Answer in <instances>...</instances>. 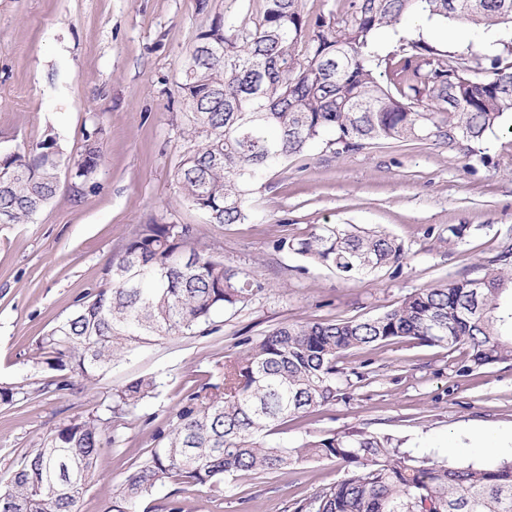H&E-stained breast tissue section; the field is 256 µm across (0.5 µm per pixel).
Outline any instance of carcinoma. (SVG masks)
Instances as JSON below:
<instances>
[{
	"label": "carcinoma",
	"mask_w": 512,
	"mask_h": 512,
	"mask_svg": "<svg viewBox=\"0 0 512 512\" xmlns=\"http://www.w3.org/2000/svg\"><path fill=\"white\" fill-rule=\"evenodd\" d=\"M512 29V0H349L346 14L310 18L302 0H264L248 28L229 15L199 37L181 89L201 145L176 173L183 199L216 224L248 219L252 187L269 171L323 144L335 154L380 141L431 140L485 158L482 144L512 114V61L461 54L423 40L380 56L377 35L411 16ZM392 73L383 85L380 69ZM440 112L437 119L431 110ZM101 160L92 135L75 161L82 195ZM60 151L46 138L28 152L0 154V216L28 220L58 190ZM308 261L346 278L398 265L396 240L351 224L281 239ZM105 282L37 341L48 385L95 381L134 344L206 333L213 317L261 289L199 245L191 224H142L110 262ZM421 288L371 319L282 324L224 362L222 385L186 397L125 477L115 512H136L164 483L220 499L224 480L336 460L344 477L291 504L292 512H512V460L450 466L401 450L389 436L332 433L297 447L268 436L345 398L342 359L398 339L469 349V370L512 362V268ZM140 376L114 390L101 411L58 424L12 471L0 475V512H78L112 425L154 397Z\"/></svg>",
	"instance_id": "obj_1"
}]
</instances>
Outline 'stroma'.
Instances as JSON below:
<instances>
[{
    "instance_id": "obj_1",
    "label": "stroma",
    "mask_w": 512,
    "mask_h": 512,
    "mask_svg": "<svg viewBox=\"0 0 512 512\" xmlns=\"http://www.w3.org/2000/svg\"><path fill=\"white\" fill-rule=\"evenodd\" d=\"M262 0H0V149L46 135L62 148L60 175L95 132L101 164L73 200L67 188L25 224H0V389L27 401L0 404V474L53 427L95 411L113 389L155 376L154 398L114 428L81 512H110L134 462L158 446L183 398L222 381L224 360L284 323L374 318L417 289L474 278L512 257V134L487 141L488 158L429 140L384 141L334 154L320 148L270 171L251 195L255 216L211 223L182 198L176 171L199 140L187 130L180 83L202 32L224 15L251 22ZM191 224L226 265L263 284L226 309L207 335L135 345L97 381L49 387L34 362L39 336L101 284L109 262L143 224ZM325 224L381 230L402 246L401 265L346 279L290 250ZM466 347L403 340L348 355L346 398L289 421L275 439L295 447L332 432L390 435L403 450L451 466L512 456V364L466 371ZM345 475L311 461L206 490L157 487L138 512H289Z\"/></svg>"
}]
</instances>
